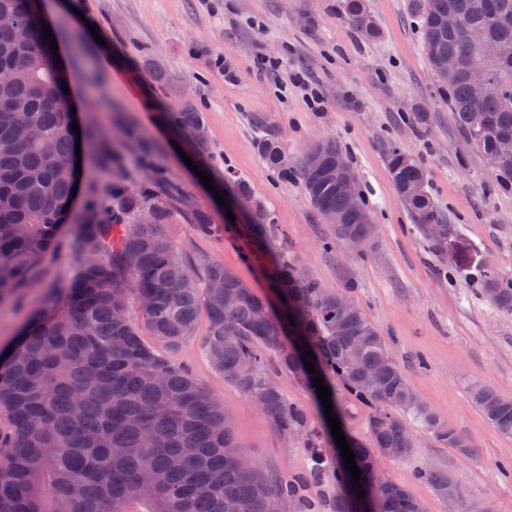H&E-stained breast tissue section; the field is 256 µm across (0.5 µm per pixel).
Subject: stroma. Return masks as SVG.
<instances>
[{
	"mask_svg": "<svg viewBox=\"0 0 512 512\" xmlns=\"http://www.w3.org/2000/svg\"><path fill=\"white\" fill-rule=\"evenodd\" d=\"M381 35L363 37L343 0H46L64 46L79 42L82 63L98 71L96 93L84 94L79 122L112 137L134 123L152 150L153 166L180 187L212 223L245 224L262 207L277 226L271 254L287 256L325 292L342 291L385 336L416 396L462 435L470 453L448 447L411 422L414 448L401 461L378 458L386 480L407 487L423 512H448L418 470L448 475L467 503L490 500L512 512V436L489 425L470 387L482 381L512 398V314L482 293L484 276L512 279V190L501 189L484 157L458 127L448 94L421 47L411 0H367ZM282 61V77L303 72L324 96L310 110L299 90L281 89L259 69L262 57ZM162 65L166 82L141 71ZM203 112L209 137L204 165L216 178L245 183L247 205L217 206L177 151L166 123L178 104ZM277 140L293 164L270 168L259 141ZM335 141L359 179L375 234L364 257L335 242L302 186L298 164L317 144ZM396 144L424 168L440 223L441 248L430 245L398 196L384 149ZM165 233L185 265L198 273L224 264L261 297L265 266L247 258L244 240L203 237L191 218L176 217ZM78 261L68 247L42 257L13 300L0 306V348H9L30 312L64 287ZM207 318L174 350L156 349L187 367L224 404L234 439L271 481L309 473L305 438L278 433L202 347Z\"/></svg>",
	"mask_w": 512,
	"mask_h": 512,
	"instance_id": "1",
	"label": "stroma"
}]
</instances>
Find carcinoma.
I'll return each mask as SVG.
<instances>
[{
    "mask_svg": "<svg viewBox=\"0 0 512 512\" xmlns=\"http://www.w3.org/2000/svg\"><path fill=\"white\" fill-rule=\"evenodd\" d=\"M41 0H0V14L13 13L25 34L0 32V304L11 300L30 277L38 259L54 249L69 219L73 199L71 171L77 142L102 165L119 158V147L97 124L73 132L63 91L65 74L53 63L40 23ZM422 50L433 71L456 58L458 77L448 87V106L467 138L486 156L496 140L512 136V57L500 54L512 45V0H415ZM344 12L357 30H379L366 0H344ZM459 12L462 26L441 24L448 9ZM472 29L484 31L473 43ZM490 71L494 90L473 98L466 71L475 62ZM169 126L202 157L208 150L203 114L190 102L169 113ZM263 160L288 173L284 151L275 139L260 144ZM340 153L333 141L319 146L320 166L311 154L300 162L304 191L320 213L345 208L321 167ZM385 160L396 192L420 221L433 244L448 235L436 223L423 168L401 148L390 145ZM422 185V199L404 191ZM107 200L91 206L72 239L80 256L70 285L53 290L21 326L8 360L0 365V412L10 429L0 434V512H268L269 499H294L300 512H320L300 495L307 483L330 476L336 485L331 512H357L353 478L344 465L327 418L311 426L308 413L289 402L269 382L261 354L278 356V371L304 386L324 411L300 348L330 388L334 416L344 421L336 396L369 408L368 443L346 435L360 470L366 512H421L411 492L379 480L376 457L402 460L413 448L403 415L416 418L440 441L461 452L467 444L418 400L405 370L393 358L386 338L362 310L307 280L286 259L269 261L270 291L277 306L257 295L222 264L193 275L164 234L176 211L191 209L187 198L151 187L129 192L120 181L104 186ZM331 225L336 241L347 234L372 240L367 211L344 214ZM202 236L247 237L251 256L266 261L258 247L274 236L275 225L255 208L252 223L237 228L211 224L195 214ZM484 291L496 307L512 313V279L486 276ZM137 303V315L127 310ZM266 307L261 318L258 310ZM209 329L203 348L224 380L254 400L283 435H305L312 449L310 479L272 483L237 452L229 419L219 399L206 391L185 367L150 347L152 336L176 347L192 336L199 309ZM250 362L245 374L241 365ZM485 421L512 435V399L486 384L470 391ZM438 495L448 488L445 474L421 470Z\"/></svg>",
    "mask_w": 512,
    "mask_h": 512,
    "instance_id": "obj_1",
    "label": "carcinoma"
}]
</instances>
